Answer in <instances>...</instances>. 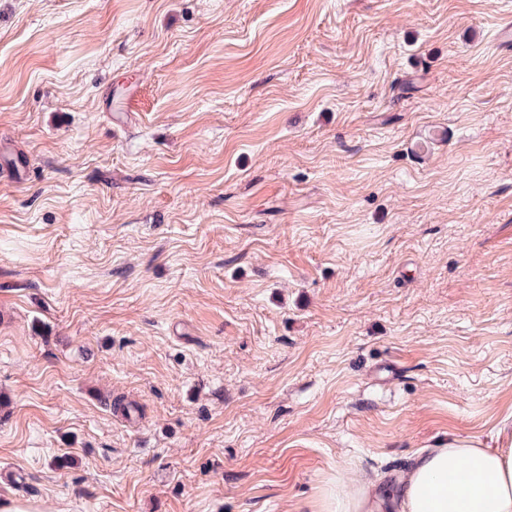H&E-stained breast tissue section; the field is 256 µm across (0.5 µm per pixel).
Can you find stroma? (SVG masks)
Returning <instances> with one entry per match:
<instances>
[{"instance_id": "stroma-1", "label": "stroma", "mask_w": 512, "mask_h": 512, "mask_svg": "<svg viewBox=\"0 0 512 512\" xmlns=\"http://www.w3.org/2000/svg\"><path fill=\"white\" fill-rule=\"evenodd\" d=\"M509 24L0 0V506L314 512L512 420Z\"/></svg>"}]
</instances>
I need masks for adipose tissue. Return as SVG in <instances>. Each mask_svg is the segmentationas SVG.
<instances>
[{"label": "adipose tissue", "instance_id": "adipose-tissue-1", "mask_svg": "<svg viewBox=\"0 0 512 512\" xmlns=\"http://www.w3.org/2000/svg\"><path fill=\"white\" fill-rule=\"evenodd\" d=\"M320 512H512V431L422 448L391 481H334Z\"/></svg>", "mask_w": 512, "mask_h": 512}]
</instances>
